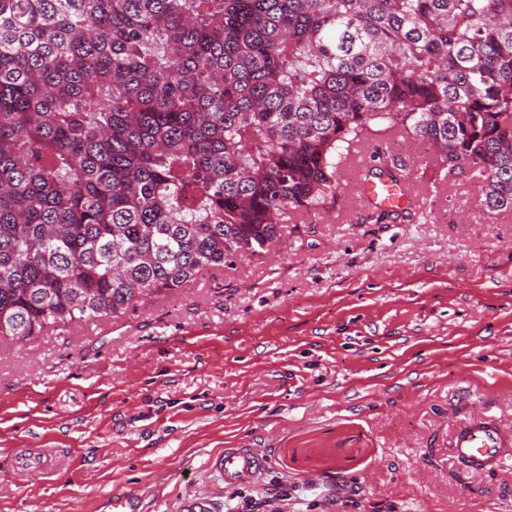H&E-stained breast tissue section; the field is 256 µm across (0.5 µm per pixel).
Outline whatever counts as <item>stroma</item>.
<instances>
[{"instance_id": "obj_1", "label": "stroma", "mask_w": 512, "mask_h": 512, "mask_svg": "<svg viewBox=\"0 0 512 512\" xmlns=\"http://www.w3.org/2000/svg\"><path fill=\"white\" fill-rule=\"evenodd\" d=\"M394 142L416 172L401 217L370 221L344 173L261 256L0 337V512H100L125 490L143 512L191 493L219 512H512V456L463 482L451 451L480 416L512 437V212ZM227 448L268 466L223 487L209 460Z\"/></svg>"}]
</instances>
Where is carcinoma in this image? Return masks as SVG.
Segmentation results:
<instances>
[{"mask_svg": "<svg viewBox=\"0 0 512 512\" xmlns=\"http://www.w3.org/2000/svg\"><path fill=\"white\" fill-rule=\"evenodd\" d=\"M373 125L512 212V0H0V336L262 254Z\"/></svg>", "mask_w": 512, "mask_h": 512, "instance_id": "carcinoma-1", "label": "carcinoma"}]
</instances>
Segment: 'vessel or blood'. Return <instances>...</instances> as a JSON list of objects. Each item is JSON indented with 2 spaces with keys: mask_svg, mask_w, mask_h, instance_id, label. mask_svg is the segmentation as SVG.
I'll return each mask as SVG.
<instances>
[{
  "mask_svg": "<svg viewBox=\"0 0 512 512\" xmlns=\"http://www.w3.org/2000/svg\"><path fill=\"white\" fill-rule=\"evenodd\" d=\"M360 196L366 205L380 208H394L405 205L407 193L404 183L389 181H363L358 186ZM507 438L493 424L477 419L462 428L454 442V453L467 461L469 469L492 470L498 467L508 450ZM267 461L251 448H228L224 453L211 458L210 468L218 473L224 486L232 487L253 482L265 469Z\"/></svg>",
  "mask_w": 512,
  "mask_h": 512,
  "instance_id": "b4317fda",
  "label": "vessel or blood"
}]
</instances>
